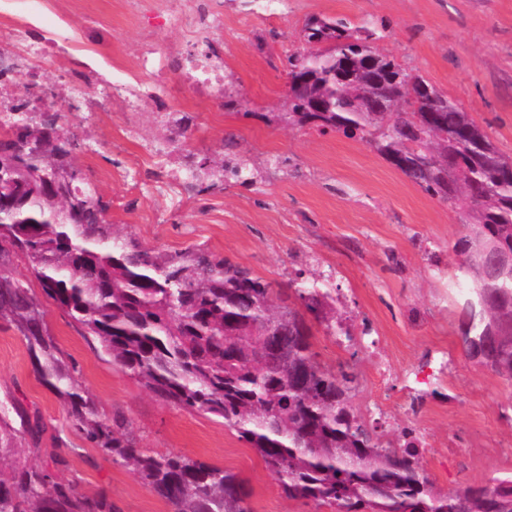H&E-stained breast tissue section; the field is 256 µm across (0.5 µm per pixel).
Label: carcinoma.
<instances>
[{"label": "carcinoma", "mask_w": 512, "mask_h": 512, "mask_svg": "<svg viewBox=\"0 0 512 512\" xmlns=\"http://www.w3.org/2000/svg\"><path fill=\"white\" fill-rule=\"evenodd\" d=\"M307 48L288 56V122L371 145L410 181L458 210L467 232L454 244L460 341L466 356L512 381V266L490 274L472 255L479 242L512 251V158L455 102L422 76L377 51L367 25L313 18ZM329 48L321 49V45ZM404 94L414 112H381ZM316 101L320 112L308 107ZM61 113L14 115L24 123L12 149L16 216L0 217V320L24 337L38 378L65 400L77 430L112 461L131 467L170 512H253L239 474L175 452L140 448L125 420L105 417L62 363L27 283L6 270L23 256L42 293L112 361L176 407L223 420L272 474L289 499L333 512H489L488 498L512 506V472L455 492L437 490L423 468L420 440L403 429L386 440L353 405L355 375L321 366L313 325L354 345L330 277L282 288L228 259L188 252L160 261L109 231L107 205L73 187L70 208L44 197L55 162L69 154ZM44 144L31 164L21 149ZM427 153L424 173L413 156ZM243 162H213V174L253 183ZM19 421L20 428L13 426ZM39 446L44 424L17 400L0 402V512H120L103 493L89 496L53 454L33 465L17 433Z\"/></svg>", "instance_id": "1"}]
</instances>
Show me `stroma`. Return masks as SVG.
I'll return each mask as SVG.
<instances>
[{"label": "stroma", "mask_w": 512, "mask_h": 512, "mask_svg": "<svg viewBox=\"0 0 512 512\" xmlns=\"http://www.w3.org/2000/svg\"><path fill=\"white\" fill-rule=\"evenodd\" d=\"M345 17L381 34L379 51L422 75L470 112L498 150L512 157V0H224L225 106L209 104L186 132L181 152L246 161L254 184H217L172 204L169 181H149L147 145L167 140L153 114L167 98L143 95L133 116L94 115L92 151L75 154L83 186L109 208L106 219L126 241L167 259L194 251L227 258L272 282L296 275L332 276L345 311L368 318L378 350L391 357L392 392L404 396L406 371L445 365L447 381L422 398L424 414L373 408L374 352H351L314 327L321 365L353 363L354 404L384 432L423 433L422 462L442 492L479 487L512 472V382L470 360L459 340V314L448 295L458 263L454 243L465 229L457 214L425 192L369 144L289 124L288 61L305 46L312 17ZM70 30L96 25L126 67L140 49L137 18L115 0H72ZM14 275L32 288L79 388L105 416L122 415L139 447L175 451L239 473L254 512H317L286 498L264 464L221 420L170 405L112 363L93 337L44 298L25 260ZM38 412L40 445L66 457L67 476L88 495L106 493L121 512H168L129 467L91 447L75 430L63 400L42 384L24 338L0 321V401Z\"/></svg>", "instance_id": "35a3bbf8"}]
</instances>
